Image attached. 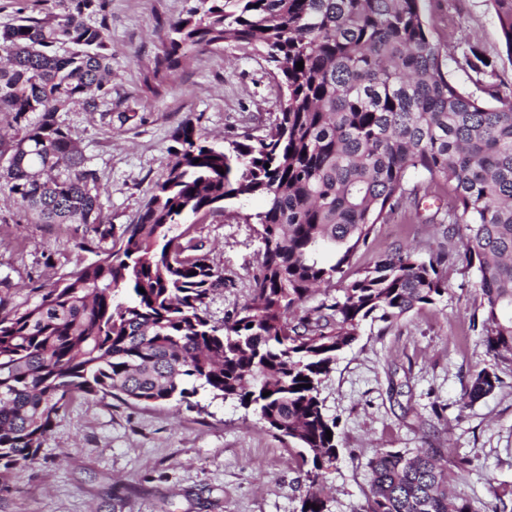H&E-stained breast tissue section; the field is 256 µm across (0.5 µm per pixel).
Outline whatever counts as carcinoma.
<instances>
[{
  "label": "carcinoma",
  "instance_id": "cac0c4a2",
  "mask_svg": "<svg viewBox=\"0 0 512 512\" xmlns=\"http://www.w3.org/2000/svg\"><path fill=\"white\" fill-rule=\"evenodd\" d=\"M421 2L190 0L168 22L148 90L159 93L187 49L242 44L273 65L280 112L264 138L227 150L182 121L149 201L118 229L60 118L77 103L112 117L100 111L112 103L104 24L86 22L104 0H68L63 15L0 30V112L14 127L0 134V182L37 224L92 225L82 246L98 256L23 310L0 299V471L38 454L74 392L190 406L204 390L254 408L303 448L318 485L338 458L326 435L336 421L320 399L338 356L364 322L391 323L448 293L442 256L401 246L348 275L376 225L405 199L419 206L432 186L448 208L431 222L464 241L477 274L486 351H512V93L484 99L450 80ZM492 5L512 60V0ZM253 197L266 207L254 214L262 249L251 302L216 325L205 303L224 276L175 230ZM334 281L341 295L303 308L313 287ZM499 383L492 370L475 372L463 405ZM368 468L365 512H481L448 497L434 448L380 451Z\"/></svg>",
  "mask_w": 512,
  "mask_h": 512
}]
</instances>
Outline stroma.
I'll list each match as a JSON object with an SVG mask.
<instances>
[{"instance_id": "35a3bbf8", "label": "stroma", "mask_w": 512, "mask_h": 512, "mask_svg": "<svg viewBox=\"0 0 512 512\" xmlns=\"http://www.w3.org/2000/svg\"><path fill=\"white\" fill-rule=\"evenodd\" d=\"M112 52V108L138 121L111 132L99 113L80 105L62 113L99 177L103 212L114 226L133 223L171 160V133L197 119L207 144L228 147L266 134L280 109L273 67L245 45L192 50L158 96L143 78L161 48L163 26L186 0H104ZM431 39L449 75L467 91L489 83L512 86V60L502 49L491 0H424ZM477 46L497 63L494 78L472 73L462 45ZM437 200H423L419 218L396 212L378 225L357 268L373 266L393 246L429 256L440 243L452 254L449 290L433 306L393 324L365 322L320 389L336 420L338 459L322 480L329 512H364L368 461L384 450L439 449L454 469L452 497L479 512H512V354L487 356L473 327L475 273L460 240H446L428 223ZM222 213L189 218L179 230L202 244L224 275L210 296L215 323L251 300L261 244L242 214L264 208L259 198L230 200ZM82 224H33L0 185V296L22 304L93 262L81 249ZM492 368L500 379L468 407L460 399L473 374ZM194 407L175 401L126 404L73 393L36 458L0 477V512H300L310 489L300 449L268 429L253 409L199 391Z\"/></svg>"}]
</instances>
